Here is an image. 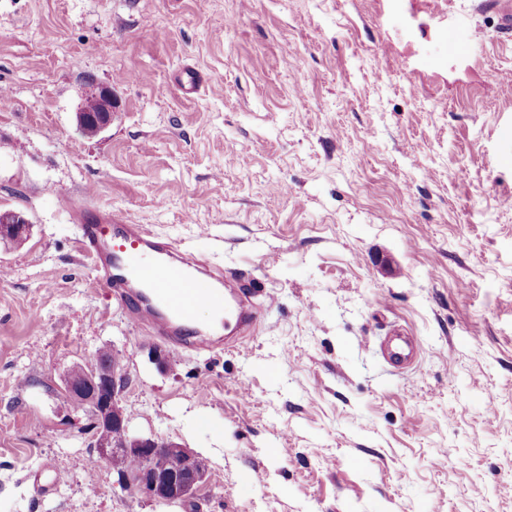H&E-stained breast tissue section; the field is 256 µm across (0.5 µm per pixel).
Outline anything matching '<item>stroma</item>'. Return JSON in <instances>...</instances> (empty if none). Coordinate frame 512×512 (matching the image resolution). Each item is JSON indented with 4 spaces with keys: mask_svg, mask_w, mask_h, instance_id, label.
Segmentation results:
<instances>
[{
    "mask_svg": "<svg viewBox=\"0 0 512 512\" xmlns=\"http://www.w3.org/2000/svg\"><path fill=\"white\" fill-rule=\"evenodd\" d=\"M452 13L477 44L449 51ZM508 74L478 0H0V211L31 226L0 242V512H512ZM81 207L242 275L256 330L198 354L135 329ZM103 348L131 432L206 459L192 499L96 462L63 384ZM416 348L413 336H409L404 330L394 329L387 342V358L397 367L409 366L415 358Z\"/></svg>",
    "mask_w": 512,
    "mask_h": 512,
    "instance_id": "obj_1",
    "label": "stroma"
}]
</instances>
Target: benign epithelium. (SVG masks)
<instances>
[{"label": "benign epithelium", "instance_id": "benign-epithelium-1", "mask_svg": "<svg viewBox=\"0 0 512 512\" xmlns=\"http://www.w3.org/2000/svg\"><path fill=\"white\" fill-rule=\"evenodd\" d=\"M99 109L94 114L96 129L105 128L112 120V93L98 96ZM12 236L23 239L30 231L27 219L13 213L10 216ZM126 385V375L119 358L106 370L92 368L80 378L65 380L64 394L78 406L92 402L98 406L97 458L112 463V458L125 456L138 462L135 470L120 474L142 497L156 502L175 503L187 500L208 476V467L199 463L198 455L189 448L158 439L131 433L129 420L120 405V393ZM169 458L172 468L165 475L153 470L158 455Z\"/></svg>", "mask_w": 512, "mask_h": 512}]
</instances>
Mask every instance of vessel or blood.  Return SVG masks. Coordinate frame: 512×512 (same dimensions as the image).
<instances>
[{"label": "vessel or blood", "instance_id": "1", "mask_svg": "<svg viewBox=\"0 0 512 512\" xmlns=\"http://www.w3.org/2000/svg\"><path fill=\"white\" fill-rule=\"evenodd\" d=\"M499 28L512 32V0H483ZM452 46L476 42L477 36L457 15H449ZM77 236L80 250L97 282L107 288L125 311L129 324L177 346L198 352L216 349L220 328L233 326L238 336L253 333L259 312L250 289L235 273L224 272L201 254L178 250L143 224H133L112 211L79 212ZM212 309L209 323L198 321V308ZM387 358L398 367L409 366L416 341L404 330H393Z\"/></svg>", "mask_w": 512, "mask_h": 512}]
</instances>
